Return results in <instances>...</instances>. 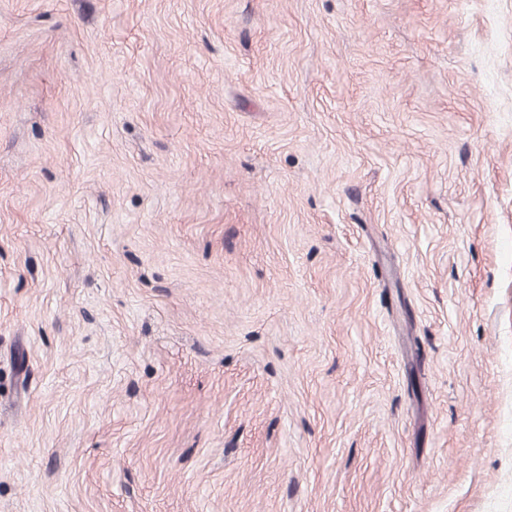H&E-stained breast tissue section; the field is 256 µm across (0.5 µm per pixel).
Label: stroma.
Masks as SVG:
<instances>
[{"instance_id": "obj_1", "label": "stroma", "mask_w": 512, "mask_h": 512, "mask_svg": "<svg viewBox=\"0 0 512 512\" xmlns=\"http://www.w3.org/2000/svg\"><path fill=\"white\" fill-rule=\"evenodd\" d=\"M0 512H512V0H0Z\"/></svg>"}]
</instances>
